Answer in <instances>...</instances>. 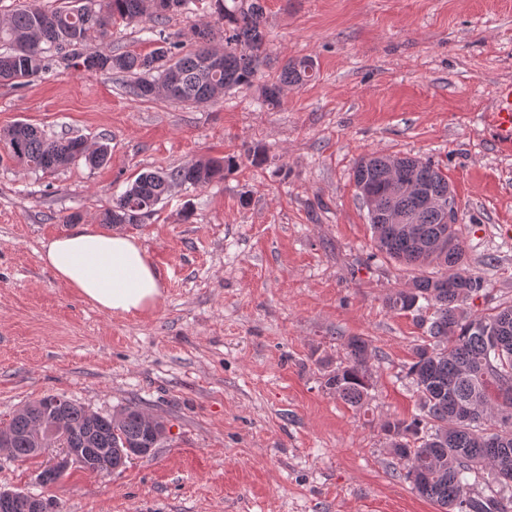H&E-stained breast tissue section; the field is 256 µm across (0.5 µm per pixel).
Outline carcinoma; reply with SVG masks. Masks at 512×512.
Segmentation results:
<instances>
[{
  "mask_svg": "<svg viewBox=\"0 0 512 512\" xmlns=\"http://www.w3.org/2000/svg\"><path fill=\"white\" fill-rule=\"evenodd\" d=\"M156 0H82L75 8L48 9L39 0L16 9L0 23V82L29 80L55 70L60 61H82L92 72L132 73L136 80L129 93L142 100L165 95L179 101L207 103L239 85L252 83L261 64L265 44L260 0H215L218 20L224 23V45L215 44L208 26L195 31L196 48L184 49L160 28L168 13L181 10L187 0H171L169 10ZM139 20L151 24L157 47L146 55L114 54L108 48L87 51L96 34L105 40L117 22ZM315 70L310 57L289 59L277 81L262 87L266 105L279 102L281 88L309 80ZM8 156L16 163L44 172L67 167L79 152L91 167L105 165L111 157L109 140L86 152L78 137L49 136L28 123H16L0 134ZM387 156L370 153L353 168L355 185L364 184L381 202H388L384 185ZM233 160H199L191 165L141 174L100 216L102 224H140L167 196L187 184L204 186L224 178ZM402 175L421 185L395 205L418 224L419 239L391 232L381 214L368 213L378 253L407 265L435 264L440 276H420L412 287L389 298L391 309L431 315L421 319L423 340L413 347L408 375L419 390L420 415L411 421L384 424L391 454L423 498L443 512H512V305L498 306L487 315L467 311L465 302L486 289L485 279L465 262L460 225L448 227L454 244L435 252L442 226L439 212L424 204L422 194L448 195V178L439 166L420 158H403ZM347 361L330 370L325 387L352 408L363 405L370 388L368 347L353 337L347 344ZM31 412H14L0 423L12 457L26 462L37 457V448H74L91 471L94 461L106 453L127 448H155L165 426L149 429L137 405L101 415L62 395L48 394L29 404ZM50 409L68 421L66 435L38 441L33 435L37 415ZM489 469L497 485L480 484L481 471Z\"/></svg>",
  "mask_w": 512,
  "mask_h": 512,
  "instance_id": "1",
  "label": "carcinoma"
}]
</instances>
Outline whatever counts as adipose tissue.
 Returning <instances> with one entry per match:
<instances>
[{"label":"adipose tissue","mask_w":512,"mask_h":512,"mask_svg":"<svg viewBox=\"0 0 512 512\" xmlns=\"http://www.w3.org/2000/svg\"><path fill=\"white\" fill-rule=\"evenodd\" d=\"M40 259L84 300L111 313H142L163 295L160 275L140 244L119 231L75 227L43 242Z\"/></svg>","instance_id":"adipose-tissue-1"}]
</instances>
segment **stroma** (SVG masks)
Masks as SVG:
<instances>
[{
  "label": "stroma",
  "instance_id": "35a3bbf8",
  "mask_svg": "<svg viewBox=\"0 0 512 512\" xmlns=\"http://www.w3.org/2000/svg\"><path fill=\"white\" fill-rule=\"evenodd\" d=\"M261 4L263 64L208 104L140 100L132 75L77 63L0 83V130L112 139L105 166L56 172L7 160L0 142V420L58 393L104 415L135 403L167 429L149 457L100 476L75 466L48 488L38 475L54 449L25 463L0 452V489L51 496L58 512H439L383 431L418 412L408 366L423 329L387 305L414 271L376 254L352 170L371 152L432 159L457 200L467 264L489 283L469 311L512 303V237L499 231L512 226V149L485 116L512 82V0ZM216 23L202 0L164 28L191 49ZM302 57L315 78L257 107L260 86ZM230 156L223 179L121 225L163 281L153 310H99L41 262L70 214L98 227L140 173ZM353 337L372 374L358 411L324 387Z\"/></svg>",
  "mask_w": 512,
  "mask_h": 512
}]
</instances>
